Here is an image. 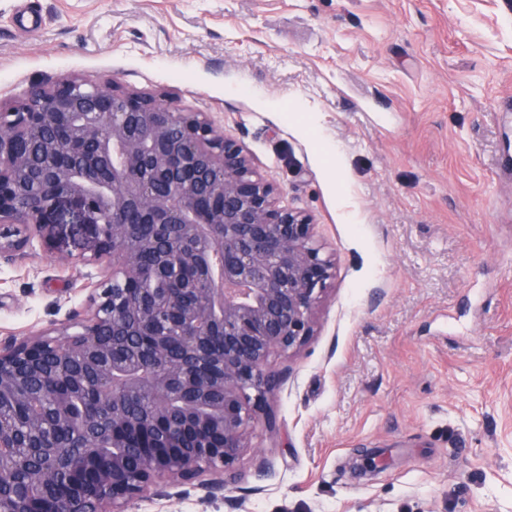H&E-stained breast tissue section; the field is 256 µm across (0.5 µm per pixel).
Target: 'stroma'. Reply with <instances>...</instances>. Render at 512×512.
<instances>
[{
  "label": "stroma",
  "mask_w": 512,
  "mask_h": 512,
  "mask_svg": "<svg viewBox=\"0 0 512 512\" xmlns=\"http://www.w3.org/2000/svg\"><path fill=\"white\" fill-rule=\"evenodd\" d=\"M68 76L208 113L336 256L276 432L127 512H512V0H0V103ZM95 245L0 259V343L87 314Z\"/></svg>",
  "instance_id": "stroma-1"
}]
</instances>
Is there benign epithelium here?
I'll use <instances>...</instances> for the list:
<instances>
[{
	"mask_svg": "<svg viewBox=\"0 0 512 512\" xmlns=\"http://www.w3.org/2000/svg\"><path fill=\"white\" fill-rule=\"evenodd\" d=\"M248 148L204 112L63 78L0 107V257L24 260L66 205L94 225L105 280L90 312L0 348V512H126L137 498L230 471L279 384L276 354L314 335L335 259L311 217L277 205ZM224 254L215 273L212 257ZM224 351L214 353V337ZM91 389L92 437L61 450L73 389ZM20 475L32 488L6 496Z\"/></svg>",
	"mask_w": 512,
	"mask_h": 512,
	"instance_id": "obj_1",
	"label": "benign epithelium"
}]
</instances>
